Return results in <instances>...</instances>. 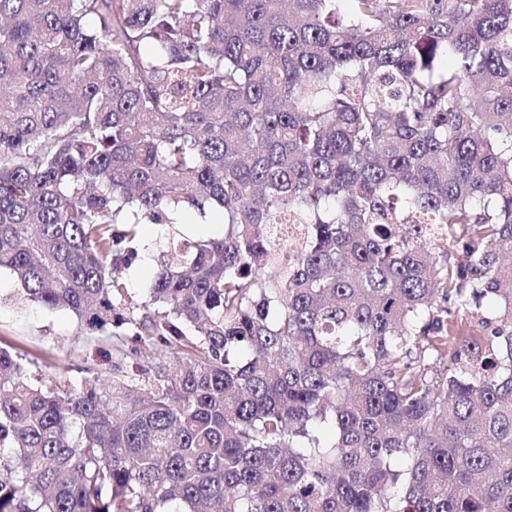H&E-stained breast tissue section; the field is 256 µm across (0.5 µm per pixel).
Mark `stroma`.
Here are the masks:
<instances>
[{"label":"stroma","instance_id":"1","mask_svg":"<svg viewBox=\"0 0 512 512\" xmlns=\"http://www.w3.org/2000/svg\"><path fill=\"white\" fill-rule=\"evenodd\" d=\"M0 346L22 357L32 371L62 380L83 377L90 370L107 379L116 367L133 375L153 360L147 347L138 359L123 358L113 351L111 336L87 335L69 313L36 306L22 310L11 301L0 304Z\"/></svg>","mask_w":512,"mask_h":512}]
</instances>
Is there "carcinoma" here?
Returning a JSON list of instances; mask_svg holds the SVG:
<instances>
[{"label": "carcinoma", "mask_w": 512, "mask_h": 512, "mask_svg": "<svg viewBox=\"0 0 512 512\" xmlns=\"http://www.w3.org/2000/svg\"><path fill=\"white\" fill-rule=\"evenodd\" d=\"M507 257L512 0H0V271L158 356L0 347V512H512Z\"/></svg>", "instance_id": "carcinoma-1"}]
</instances>
